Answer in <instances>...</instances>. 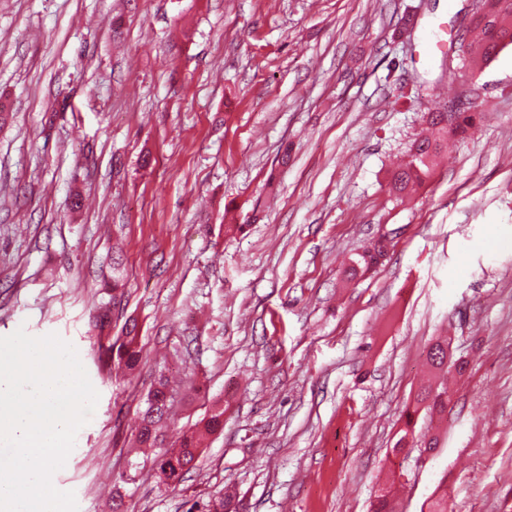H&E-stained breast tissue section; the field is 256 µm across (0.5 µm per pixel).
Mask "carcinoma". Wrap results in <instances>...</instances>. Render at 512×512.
Returning a JSON list of instances; mask_svg holds the SVG:
<instances>
[{
    "label": "carcinoma",
    "instance_id": "obj_1",
    "mask_svg": "<svg viewBox=\"0 0 512 512\" xmlns=\"http://www.w3.org/2000/svg\"><path fill=\"white\" fill-rule=\"evenodd\" d=\"M466 33H473L470 39H462L464 57L470 74L474 75L482 67L492 62L497 55L508 47H512V0H480L479 8L472 14ZM469 110L458 113L453 128L444 123L445 113L434 112L428 122L427 133L416 139L407 156V161L393 175L390 181V193L398 200H403L408 191L415 185L427 183L435 171L436 159L441 151L448 147V136H473L478 132L477 120L487 111V103L479 93L470 96ZM387 254V244L378 240L358 254L357 268L367 271L377 267ZM448 338L436 341L428 352L431 367V378L422 385L416 397L415 409H424L431 414H443L448 409L449 395L445 390L433 392V384L445 381L447 371L444 370V346ZM124 365L128 369L135 368L140 361V336L136 325L125 326V333L118 346L109 345L104 349V363L112 361ZM168 381L159 378L156 385L149 391L147 407L142 413L137 433V441L143 448H154L157 444V426L168 415L169 401L166 400ZM224 429V410H212L202 425L186 431L179 441L173 444L177 448L174 453L160 452L153 463L157 473L170 472V485L180 484L187 473L197 466L200 453L207 436ZM231 497L219 493L207 498L202 504H194L188 512H213L219 507L224 509Z\"/></svg>",
    "mask_w": 512,
    "mask_h": 512
}]
</instances>
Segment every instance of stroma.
I'll return each mask as SVG.
<instances>
[{
	"label": "stroma",
	"instance_id": "1",
	"mask_svg": "<svg viewBox=\"0 0 512 512\" xmlns=\"http://www.w3.org/2000/svg\"><path fill=\"white\" fill-rule=\"evenodd\" d=\"M473 0H0V337L71 343L99 394L56 487L78 512H512V48L475 78L474 138L413 198L390 173L452 93ZM388 256L349 277L381 233ZM124 282L104 328L93 316ZM131 373L102 366L127 319ZM448 337L439 453L389 459ZM164 444L224 409L196 469L157 483L132 442L159 376ZM139 469H131V462Z\"/></svg>",
	"mask_w": 512,
	"mask_h": 512
}]
</instances>
